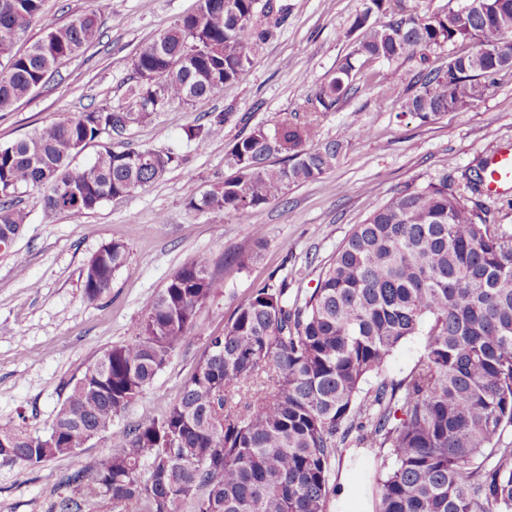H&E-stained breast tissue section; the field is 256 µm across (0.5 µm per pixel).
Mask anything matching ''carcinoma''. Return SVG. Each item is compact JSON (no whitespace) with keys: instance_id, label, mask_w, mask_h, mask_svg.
<instances>
[{"instance_id":"carcinoma-1","label":"carcinoma","mask_w":512,"mask_h":512,"mask_svg":"<svg viewBox=\"0 0 512 512\" xmlns=\"http://www.w3.org/2000/svg\"><path fill=\"white\" fill-rule=\"evenodd\" d=\"M44 0H0V112L32 94L64 61L100 36L96 14L50 27L23 53L24 34ZM461 14L417 12L404 0H362L347 35L353 47L316 94L330 112L368 61L392 62L458 41L473 51L421 77L403 112L427 123L482 99L494 76L512 68V0H474ZM274 0H197L194 12L143 44L122 101L41 127L0 145V247L26 224L20 194L36 190L44 208L80 220L102 202L146 188L175 162L171 153L102 146L178 103L190 104L237 80L258 43L271 37ZM497 57L498 63L473 65ZM224 113L185 129L189 141L224 132ZM344 141L317 138L314 122L280 114L226 153L233 174L188 205L243 214L320 180ZM281 158L275 162L274 158ZM489 162L465 183L444 176L405 186L356 224L311 291L288 279L255 289L207 348L165 414L115 432L117 451L81 461L77 449L112 429L187 339L213 295L211 259L182 266L145 305L134 340L105 349V374L84 370L49 431L0 428V459L26 467L74 461L72 480L112 482V502L142 512H326L333 465L352 431L374 450L369 480L376 512H512V229L491 224L478 197ZM113 241L86 264L83 296L106 297L128 261ZM423 354L398 380L381 375L410 337Z\"/></svg>"}]
</instances>
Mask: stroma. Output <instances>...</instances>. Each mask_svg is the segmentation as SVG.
Returning a JSON list of instances; mask_svg holds the SVG:
<instances>
[{
    "instance_id": "stroma-1",
    "label": "stroma",
    "mask_w": 512,
    "mask_h": 512,
    "mask_svg": "<svg viewBox=\"0 0 512 512\" xmlns=\"http://www.w3.org/2000/svg\"><path fill=\"white\" fill-rule=\"evenodd\" d=\"M286 18L275 35L256 46L240 78L207 98L175 105L122 138L126 148L173 153L170 169L153 185L104 201L81 220L46 213L38 193L20 197L28 219L8 250L0 251V426L46 434L86 363L104 349L130 342V329L146 302L200 253L213 258L215 294L196 319L189 341L172 355L143 394L118 420L124 428L160 418L192 376L207 339L223 334L235 309L254 288L288 279L313 290L323 268L353 225L362 223L404 185L446 176L462 182L479 159L512 146V69L500 71L473 106L424 123L402 104L419 88L422 67H445L470 52L466 42L429 52L427 62L405 55L366 63L349 96L330 112L317 111L315 95L352 47L347 32L362 0H277ZM196 0H45L43 13L22 35L24 51L48 27L78 11L96 13L99 41L66 60L12 110L0 112V145L80 112L118 105L133 75L140 46L157 38ZM229 113L221 137L187 140L190 124ZM283 112L315 121L320 139L345 147L322 180L243 214L191 209L203 192L231 174L225 154L254 126H272ZM129 250L104 299L90 303L82 272L105 243ZM250 256L247 266L239 257ZM372 460L352 447L335 470L337 493L327 512H373L366 472ZM70 459L35 468L0 460V512H62L82 500L69 485Z\"/></svg>"
}]
</instances>
